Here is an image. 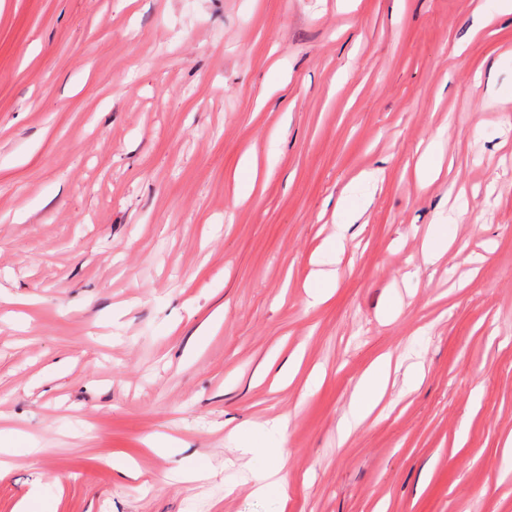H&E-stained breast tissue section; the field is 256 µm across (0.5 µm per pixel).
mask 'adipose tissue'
<instances>
[{
    "mask_svg": "<svg viewBox=\"0 0 512 512\" xmlns=\"http://www.w3.org/2000/svg\"><path fill=\"white\" fill-rule=\"evenodd\" d=\"M340 216L336 232L329 240L322 259L317 260L316 267L310 275L308 303L317 306L329 299L334 293L338 281L337 264L345 250L347 232L351 224L363 216L365 209L352 206L348 194H341L336 204ZM393 369L392 354L382 355L361 376L352 395L347 411L338 423V432L347 437L360 428L379 405ZM246 453L252 462L257 463L255 483L252 493L257 497L275 496L279 504H286L288 496L285 479L282 475L284 458L280 449L254 446Z\"/></svg>",
    "mask_w": 512,
    "mask_h": 512,
    "instance_id": "ef3b65f1",
    "label": "adipose tissue"
}]
</instances>
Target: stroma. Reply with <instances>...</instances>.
Wrapping results in <instances>:
<instances>
[{"label": "stroma", "instance_id": "1", "mask_svg": "<svg viewBox=\"0 0 512 512\" xmlns=\"http://www.w3.org/2000/svg\"><path fill=\"white\" fill-rule=\"evenodd\" d=\"M496 6L0 0V294L27 299L0 304V412L42 449L0 480V512L36 484L35 512H275L238 449L271 444L254 427L282 416L287 512H512V16ZM436 140L441 171L418 177ZM346 189L367 210L312 307ZM459 190L453 241L425 263ZM389 352L422 383L393 373L339 441ZM190 457L207 481L162 484ZM444 218L439 217L430 227L422 251L426 263H434L448 250V231ZM392 369L393 356L387 353L361 376L349 407L338 423V432L342 437L350 436L371 416L384 396Z\"/></svg>", "mask_w": 512, "mask_h": 512}]
</instances>
